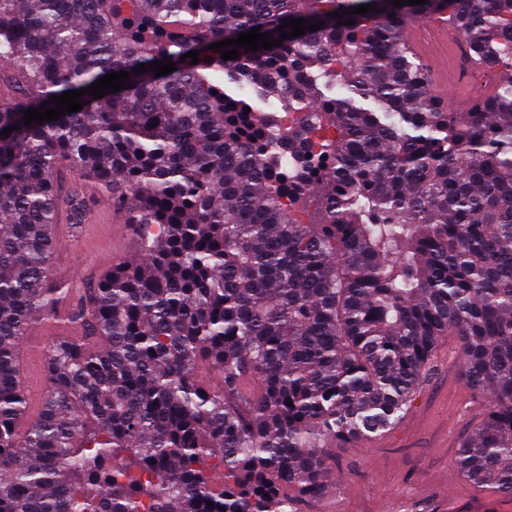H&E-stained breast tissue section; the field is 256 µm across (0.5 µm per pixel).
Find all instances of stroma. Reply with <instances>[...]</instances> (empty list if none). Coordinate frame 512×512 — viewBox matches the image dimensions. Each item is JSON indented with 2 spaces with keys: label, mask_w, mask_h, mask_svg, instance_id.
I'll use <instances>...</instances> for the list:
<instances>
[{
  "label": "stroma",
  "mask_w": 512,
  "mask_h": 512,
  "mask_svg": "<svg viewBox=\"0 0 512 512\" xmlns=\"http://www.w3.org/2000/svg\"><path fill=\"white\" fill-rule=\"evenodd\" d=\"M63 193L83 188L88 222L76 237L66 234L68 205H61L57 226L62 233L56 259L57 282L81 293L94 287L113 261L129 259L136 251L132 236L117 237L113 225L126 221L123 211L98 206L102 192L79 172H60ZM446 359L436 364L419 397L398 426L380 444H346L336 450L339 478L334 493L343 495L344 512H439L438 499L447 497L441 476L454 472L455 449L446 435L462 438L471 433L483 411L460 371L454 337L444 340Z\"/></svg>",
  "instance_id": "35a3bbf8"
}]
</instances>
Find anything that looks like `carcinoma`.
<instances>
[{
  "instance_id": "obj_1",
  "label": "carcinoma",
  "mask_w": 512,
  "mask_h": 512,
  "mask_svg": "<svg viewBox=\"0 0 512 512\" xmlns=\"http://www.w3.org/2000/svg\"><path fill=\"white\" fill-rule=\"evenodd\" d=\"M372 3L0 0V512H309L329 445L393 430L446 336L489 397L457 473L512 497V0L349 14ZM443 11L473 66L508 71L468 112L405 42ZM290 19L322 25L283 39ZM257 26L282 44L209 48ZM119 71L131 87L23 122ZM65 165L128 208L140 252L68 308L88 335L49 345L33 413L17 350L69 295Z\"/></svg>"
}]
</instances>
